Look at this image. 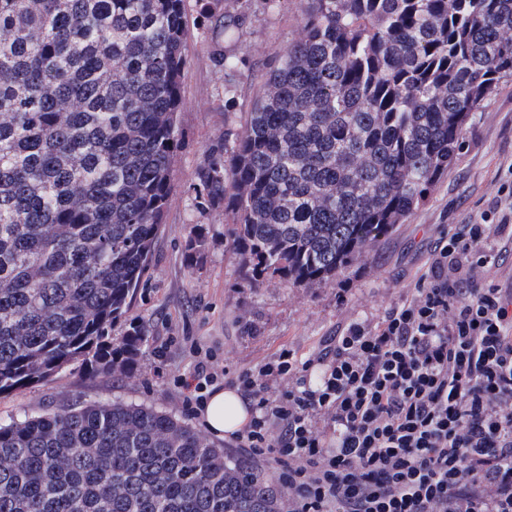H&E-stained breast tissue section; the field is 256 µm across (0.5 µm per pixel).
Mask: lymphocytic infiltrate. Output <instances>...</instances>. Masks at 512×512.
I'll list each match as a JSON object with an SVG mask.
<instances>
[{
	"mask_svg": "<svg viewBox=\"0 0 512 512\" xmlns=\"http://www.w3.org/2000/svg\"><path fill=\"white\" fill-rule=\"evenodd\" d=\"M503 244L512 213L456 225L375 325L222 380L198 362L185 400L237 390L251 419L229 443L272 464L288 512H512V287L492 272Z\"/></svg>",
	"mask_w": 512,
	"mask_h": 512,
	"instance_id": "f902f5d3",
	"label": "lymphocytic infiltrate"
}]
</instances>
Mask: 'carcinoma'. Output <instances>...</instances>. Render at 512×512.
Segmentation results:
<instances>
[{
	"label": "carcinoma",
	"instance_id": "cac0c4a2",
	"mask_svg": "<svg viewBox=\"0 0 512 512\" xmlns=\"http://www.w3.org/2000/svg\"><path fill=\"white\" fill-rule=\"evenodd\" d=\"M200 16L230 39L240 14ZM302 36L197 176L236 211L247 284L324 283L448 176L512 77V0H300ZM185 0H0V395L107 341L148 271L179 147ZM0 512H286L257 461L151 405L76 402L0 425Z\"/></svg>",
	"mask_w": 512,
	"mask_h": 512
}]
</instances>
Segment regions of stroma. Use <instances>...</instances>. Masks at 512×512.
Returning <instances> with one entry per match:
<instances>
[{
    "label": "stroma",
    "mask_w": 512,
    "mask_h": 512,
    "mask_svg": "<svg viewBox=\"0 0 512 512\" xmlns=\"http://www.w3.org/2000/svg\"><path fill=\"white\" fill-rule=\"evenodd\" d=\"M222 5L245 18L230 42L201 23L196 0L185 2L187 63L173 190L148 272L111 328L116 345L130 324L146 328L137 372L64 366L47 381L1 395L0 424L79 400H122L155 406L203 430L200 417L185 415L174 385L176 377L194 369L193 345L213 350L229 370L238 371L284 348L306 358L346 322H376L416 288L436 239L456 225L478 221L512 178L511 78L472 114L448 177L391 236L320 285L299 287L269 275L256 287L247 286L233 246L235 216L223 204L204 203L197 172L212 154L223 152L225 134L244 126L268 67L300 38L302 24L299 0H223ZM227 48L246 60L231 77L218 61ZM198 232L207 244L192 257L188 244Z\"/></svg>",
    "instance_id": "35a3bbf8"
}]
</instances>
